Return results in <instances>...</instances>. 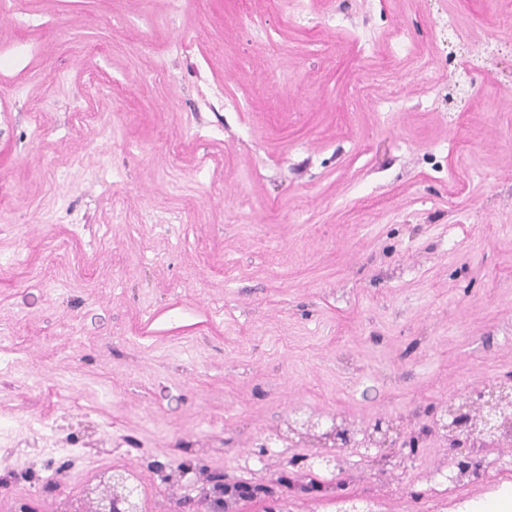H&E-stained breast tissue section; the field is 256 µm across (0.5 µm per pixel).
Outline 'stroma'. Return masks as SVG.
<instances>
[{"instance_id": "1", "label": "stroma", "mask_w": 512, "mask_h": 512, "mask_svg": "<svg viewBox=\"0 0 512 512\" xmlns=\"http://www.w3.org/2000/svg\"><path fill=\"white\" fill-rule=\"evenodd\" d=\"M2 51L11 485L47 504L87 490L83 457L169 466L180 438L229 473L286 420L359 428L512 374V0H17ZM445 453L435 432L384 467L346 448L336 502L291 512H437L414 477ZM510 494L448 490L451 512Z\"/></svg>"}]
</instances>
